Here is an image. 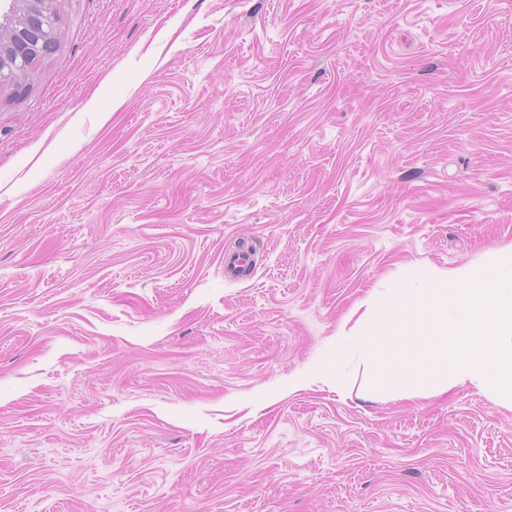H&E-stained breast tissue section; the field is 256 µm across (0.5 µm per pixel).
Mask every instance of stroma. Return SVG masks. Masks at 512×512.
Listing matches in <instances>:
<instances>
[{
  "label": "stroma",
  "instance_id": "obj_1",
  "mask_svg": "<svg viewBox=\"0 0 512 512\" xmlns=\"http://www.w3.org/2000/svg\"><path fill=\"white\" fill-rule=\"evenodd\" d=\"M59 11L0 106V512H512V404L339 331L512 245V0Z\"/></svg>",
  "mask_w": 512,
  "mask_h": 512
}]
</instances>
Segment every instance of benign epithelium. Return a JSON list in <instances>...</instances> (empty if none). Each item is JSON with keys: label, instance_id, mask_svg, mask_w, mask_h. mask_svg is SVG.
<instances>
[{"label": "benign epithelium", "instance_id": "7a95c632", "mask_svg": "<svg viewBox=\"0 0 512 512\" xmlns=\"http://www.w3.org/2000/svg\"><path fill=\"white\" fill-rule=\"evenodd\" d=\"M57 2L26 0L27 18L24 21L16 24L0 22V89L5 86H26L35 74V70L27 66V60L54 49ZM18 72L22 73V79L16 85L13 75Z\"/></svg>", "mask_w": 512, "mask_h": 512}]
</instances>
